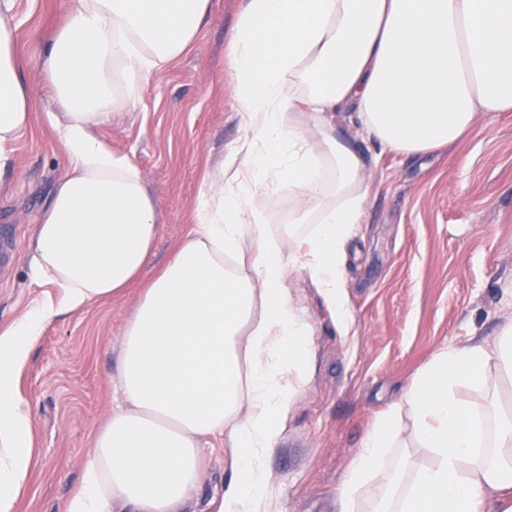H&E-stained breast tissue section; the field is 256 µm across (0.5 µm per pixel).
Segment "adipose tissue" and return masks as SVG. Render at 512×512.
<instances>
[{
    "mask_svg": "<svg viewBox=\"0 0 512 512\" xmlns=\"http://www.w3.org/2000/svg\"><path fill=\"white\" fill-rule=\"evenodd\" d=\"M32 65L64 110L69 165L38 224L32 279L57 288L0 333V512H13L34 457L18 374L42 326L120 296L150 263L156 201L140 171L94 135L182 54L210 0H72ZM14 0H0V172L34 110L14 52ZM228 55L248 139L200 193L196 226L141 295L121 336L116 405L64 512H191L201 450L224 438L233 477L219 512H271L261 459L310 379L314 329L288 286L303 271L348 329L346 246L366 214L359 155L333 128L357 119L403 155L437 151L493 112H512V0H243ZM288 199L309 225L285 252L257 198ZM512 373V321L492 340L436 353L366 434L336 512H512V416L457 394ZM432 457L377 484L402 419Z\"/></svg>",
    "mask_w": 512,
    "mask_h": 512,
    "instance_id": "1",
    "label": "adipose tissue"
}]
</instances>
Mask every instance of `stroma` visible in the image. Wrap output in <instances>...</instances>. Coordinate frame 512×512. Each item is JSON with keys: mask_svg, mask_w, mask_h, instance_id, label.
Instances as JSON below:
<instances>
[{"mask_svg": "<svg viewBox=\"0 0 512 512\" xmlns=\"http://www.w3.org/2000/svg\"><path fill=\"white\" fill-rule=\"evenodd\" d=\"M71 0H15L20 64L65 23ZM241 0H211L187 49L139 90L135 110L95 134L142 172L157 200L155 257L121 297L46 324L18 375L34 421V460L15 512H63L80 481L94 432L112 409L120 337L143 288L193 229L200 192L245 131L236 110L226 45ZM36 110L15 145L16 168L0 176V332L51 286L34 282L37 224L68 167L54 127L62 109L45 74L26 72ZM339 136L369 174L366 218L346 264L348 334L301 273L290 284L315 329L311 379L295 399L278 447L261 464L279 512H333L337 486L368 429L438 350L492 338L512 318V112L487 117L467 140L401 155L339 122ZM194 512H217L233 474L223 440L203 450Z\"/></svg>", "mask_w": 512, "mask_h": 512, "instance_id": "stroma-1", "label": "stroma"}]
</instances>
